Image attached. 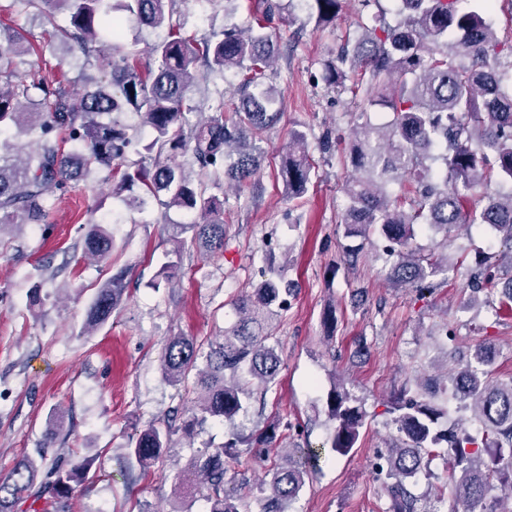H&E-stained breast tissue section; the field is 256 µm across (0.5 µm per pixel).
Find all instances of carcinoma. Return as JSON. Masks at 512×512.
I'll return each mask as SVG.
<instances>
[{
    "mask_svg": "<svg viewBox=\"0 0 512 512\" xmlns=\"http://www.w3.org/2000/svg\"><path fill=\"white\" fill-rule=\"evenodd\" d=\"M11 6L35 8L51 26V36L76 48L84 64L108 70V86L76 94L24 68L20 33L0 28V128L12 124L35 138L23 151L0 140V232L43 223L50 193H65L73 181L86 180L99 168L125 159L133 142L123 117H141L151 141L149 162L125 171L112 182V197L140 208L151 202L194 215L189 223L165 224L163 232L181 258L187 247L207 254L224 252V203L206 194L205 173H193L182 157L190 154L203 170L221 172L239 184L260 168L253 138L280 117L277 92L263 83L277 44L270 23L282 9L280 0H262L241 24L200 40L184 34L175 18L177 0H10ZM309 20L316 27L336 22L340 0H311ZM402 0L399 21L392 26L379 16L325 69L332 88L347 90L369 104L383 101L393 112L386 125L358 127L349 162L354 172L345 183L347 208L344 237L382 241L388 280L432 291L428 278L453 272L467 276L469 302L499 297L512 310V192L484 191L492 178L512 184V70L498 68L512 58V42L498 40L482 13L493 0ZM66 14L56 20L58 10ZM167 33L149 46L151 61L124 49L125 21ZM211 71L241 75L242 106L224 117V101L205 121L194 119L197 107L188 93L197 79L198 62ZM71 144L69 150L62 143ZM313 163L305 137L295 132L279 176L288 197H304ZM402 180L404 194L391 197L386 186ZM474 224L489 226L506 249V276L486 273L491 257L463 273L448 255L423 254L414 246L418 228L445 233ZM113 238L93 224L85 238V255L105 261ZM268 273L250 292L233 300L236 320L224 336L203 342L178 334L163 346L159 363L165 381L194 394V404L181 424L176 417L152 421L128 438L125 455L149 470L164 463L173 435L192 436L212 420L231 426L249 413L254 391L279 381L281 360L270 331L272 318L285 310L294 289L266 258ZM179 262L162 265L157 280L171 285ZM127 271L113 273L97 289L81 334L90 335L119 311L127 295ZM494 344L475 346L471 361L454 375L432 374L415 387L395 393L388 406L397 435L383 453L378 472L389 504L386 512H512L498 508L512 499V377L497 378L490 366ZM456 401L482 427V436L448 423L449 402ZM332 422L330 448L346 456L357 445L366 411L336 384L327 395ZM280 422L274 421L247 438L232 429L224 444L204 446L190 470L207 503V512H251L249 494L227 477L226 460L243 447L265 448ZM25 457L0 475V512H17L18 503L50 495L55 512H72L77 488L87 479L92 460L69 467L44 468L45 454ZM439 459L448 469V490L421 502L410 482ZM319 454L311 448H279L260 486L259 512H289L316 468Z\"/></svg>",
    "mask_w": 512,
    "mask_h": 512,
    "instance_id": "cac0c4a2",
    "label": "carcinoma"
}]
</instances>
